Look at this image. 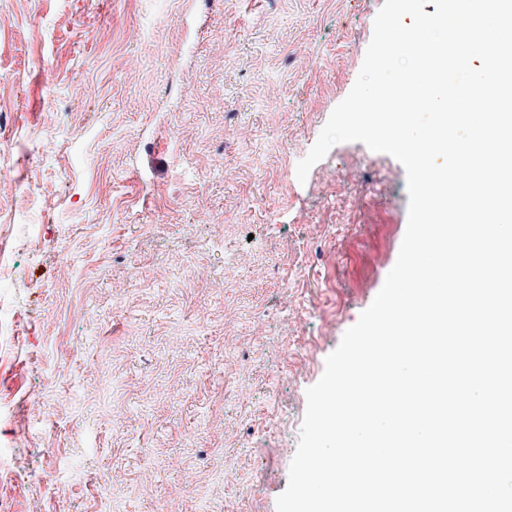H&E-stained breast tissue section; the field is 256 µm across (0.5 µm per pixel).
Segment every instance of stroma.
<instances>
[{
  "instance_id": "35a3bbf8",
  "label": "stroma",
  "mask_w": 512,
  "mask_h": 512,
  "mask_svg": "<svg viewBox=\"0 0 512 512\" xmlns=\"http://www.w3.org/2000/svg\"><path fill=\"white\" fill-rule=\"evenodd\" d=\"M383 3L0 0L10 512H276L305 392L407 228L388 154L296 175Z\"/></svg>"
}]
</instances>
